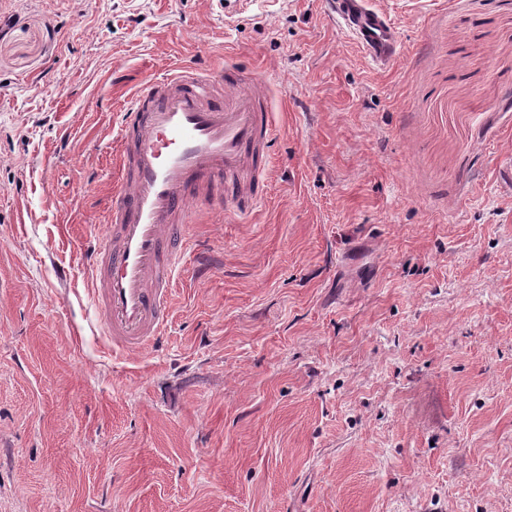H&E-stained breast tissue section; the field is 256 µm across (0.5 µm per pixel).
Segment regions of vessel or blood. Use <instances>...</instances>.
<instances>
[{
  "label": "vessel or blood",
  "instance_id": "vessel-or-blood-1",
  "mask_svg": "<svg viewBox=\"0 0 512 512\" xmlns=\"http://www.w3.org/2000/svg\"><path fill=\"white\" fill-rule=\"evenodd\" d=\"M331 10L373 64L395 60L400 38L375 0H333ZM272 131L256 78L231 66L183 64L127 98L121 178L105 230L85 253L91 299L113 350L140 352L160 339L193 203L246 213L264 198Z\"/></svg>",
  "mask_w": 512,
  "mask_h": 512
}]
</instances>
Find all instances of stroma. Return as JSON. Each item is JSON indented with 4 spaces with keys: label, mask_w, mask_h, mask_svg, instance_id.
Here are the masks:
<instances>
[{
    "label": "stroma",
    "mask_w": 512,
    "mask_h": 512,
    "mask_svg": "<svg viewBox=\"0 0 512 512\" xmlns=\"http://www.w3.org/2000/svg\"><path fill=\"white\" fill-rule=\"evenodd\" d=\"M329 2L0 0V512H512V0H376L386 70ZM179 62L260 79L268 194L125 354L85 250Z\"/></svg>",
    "instance_id": "obj_1"
}]
</instances>
